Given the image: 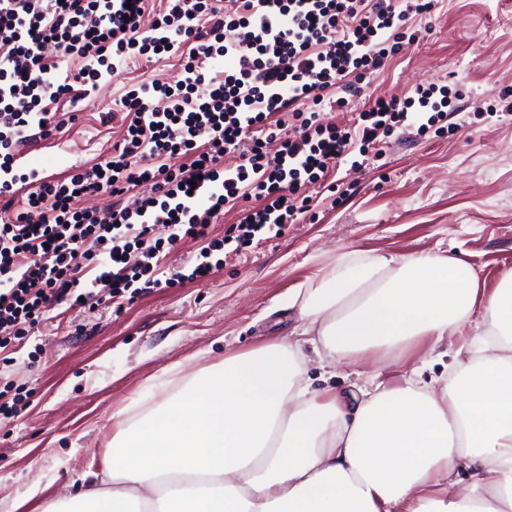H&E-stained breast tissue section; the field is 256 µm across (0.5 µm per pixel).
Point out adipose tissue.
<instances>
[{
    "instance_id": "1",
    "label": "adipose tissue",
    "mask_w": 512,
    "mask_h": 512,
    "mask_svg": "<svg viewBox=\"0 0 512 512\" xmlns=\"http://www.w3.org/2000/svg\"><path fill=\"white\" fill-rule=\"evenodd\" d=\"M295 340L200 369L139 417L71 501L86 512H512V268L337 254L293 288ZM376 363L360 393L312 387L300 337ZM460 339L443 383L421 365ZM467 483H459L460 468Z\"/></svg>"
}]
</instances>
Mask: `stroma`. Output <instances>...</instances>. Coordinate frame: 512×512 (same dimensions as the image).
Returning <instances> with one entry per match:
<instances>
[{"instance_id": "obj_1", "label": "stroma", "mask_w": 512, "mask_h": 512, "mask_svg": "<svg viewBox=\"0 0 512 512\" xmlns=\"http://www.w3.org/2000/svg\"><path fill=\"white\" fill-rule=\"evenodd\" d=\"M403 46L370 85L400 98L423 81L461 86L455 134L395 130L363 168L341 164L343 203L323 201L284 234L230 255L209 280L135 297L56 305L26 336L0 348V388L22 400L0 419V512H41L78 491L92 461L110 450L115 416L131 399L156 405L180 379L235 353L288 338L290 288L323 273L337 253L460 256L494 286L512 268V0H436L411 21ZM121 66L76 122L28 153L45 175L93 164L124 132L101 125L132 84ZM315 387L365 384L370 368H320Z\"/></svg>"}]
</instances>
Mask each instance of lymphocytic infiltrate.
I'll use <instances>...</instances> for the list:
<instances>
[{"label":"lymphocytic infiltrate","mask_w":512,"mask_h":512,"mask_svg":"<svg viewBox=\"0 0 512 512\" xmlns=\"http://www.w3.org/2000/svg\"><path fill=\"white\" fill-rule=\"evenodd\" d=\"M150 0H0V347L53 304L205 280L225 257L308 212L306 190L336 189L348 157H367L398 128L458 132L461 91L418 84L405 99H369L356 128L321 122L384 68L408 22L434 0H165L149 30ZM178 57L172 84L144 80L119 99L127 133L110 157L61 179L16 172L24 148L52 137L59 101L90 98L117 65ZM239 165L224 169L225 155ZM150 194L124 198L142 184ZM107 192L100 213L84 198ZM237 220L210 235L225 211ZM201 242L190 272L160 273L150 243Z\"/></svg>","instance_id":"1"}]
</instances>
